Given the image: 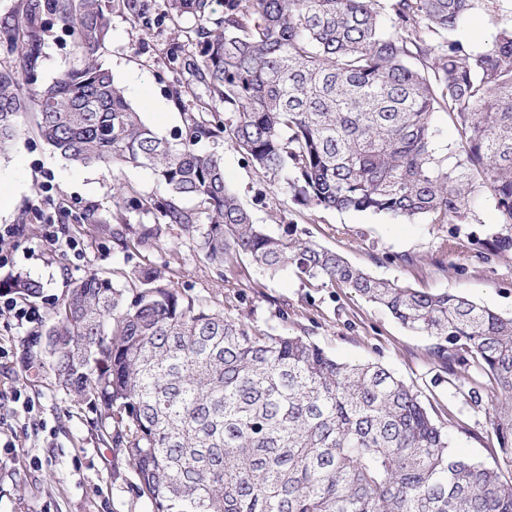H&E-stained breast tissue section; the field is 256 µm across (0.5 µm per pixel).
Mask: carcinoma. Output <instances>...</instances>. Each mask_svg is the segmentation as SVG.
<instances>
[{"label":"carcinoma","mask_w":512,"mask_h":512,"mask_svg":"<svg viewBox=\"0 0 512 512\" xmlns=\"http://www.w3.org/2000/svg\"><path fill=\"white\" fill-rule=\"evenodd\" d=\"M190 15L184 69L224 104L187 112L172 139L141 119L99 61L109 6L54 0L75 36L79 66L23 91L0 70V152L35 110L40 136L77 166L150 170L162 196L113 184L116 213L83 223L138 261L75 282L46 333L55 378L99 411L96 427L135 472L150 512H512V316L454 293L373 277L342 254L253 222L203 138H229L248 163L308 208L371 211L463 224L490 201L500 230L480 239L512 253V16L481 51L456 38L487 0H166ZM26 64L32 31L0 27ZM441 116L457 133L436 138ZM151 217L131 224L125 204ZM190 241L224 287L243 260L274 276L344 288L431 340L428 355L490 397L500 457L451 451L452 417L375 363L339 361L303 335L252 328L175 286L150 254L163 232ZM38 298L20 273L0 292Z\"/></svg>","instance_id":"carcinoma-1"}]
</instances>
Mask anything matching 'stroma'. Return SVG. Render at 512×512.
Wrapping results in <instances>:
<instances>
[{"label": "stroma", "mask_w": 512, "mask_h": 512, "mask_svg": "<svg viewBox=\"0 0 512 512\" xmlns=\"http://www.w3.org/2000/svg\"><path fill=\"white\" fill-rule=\"evenodd\" d=\"M32 0H0V24L36 31L41 54L31 69H21L26 88L52 82L77 63L74 38L48 7L32 11ZM149 19L141 21L112 6L110 30L100 56L144 122L167 136L183 126L187 112H215L219 106L202 88L178 84L179 53L175 29L195 28L193 17L171 22L166 0H149ZM512 0L484 8L463 20L459 38L470 50H482L497 32ZM199 150L218 151L228 187L248 208L255 223L272 232L288 224L297 234L344 255L372 276L420 291H448L506 316L512 315V254L484 258L482 247L441 251L443 240L498 231L490 202L475 209L469 224L435 226L407 222L372 212L318 210L297 204L280 185L245 163L234 143L205 140ZM140 194L163 192L146 169L126 166L107 171L74 167L55 154L25 118L10 151L0 156V225L22 224L23 238L6 243L13 262L0 278L21 272L43 285L29 305L36 323L19 325L0 317V348L9 367L0 366V390L20 388L36 403L33 413L15 408L0 424V512H149L134 490L136 481L125 457L102 441L91 425L94 408L75 401L56 381L48 364L45 333L53 307L91 270L123 264L124 255L110 237L91 235L82 222L87 211L111 219L113 181ZM66 225L82 251L81 258L49 251L40 241L39 214ZM156 264H170L177 288L192 296L222 301L230 315L245 312L261 331L306 335L333 357L355 363H378L413 385L423 400L451 411L461 429L452 431L453 451L476 462L493 463L499 448L487 409L465 403L448 376L428 357L427 337L403 328L386 311L360 296L331 285L311 286L292 272L269 277L250 262L238 268V287L216 286L204 259L183 238L168 234L152 252ZM35 357L38 371L26 373L22 362Z\"/></svg>", "instance_id": "obj_1"}]
</instances>
